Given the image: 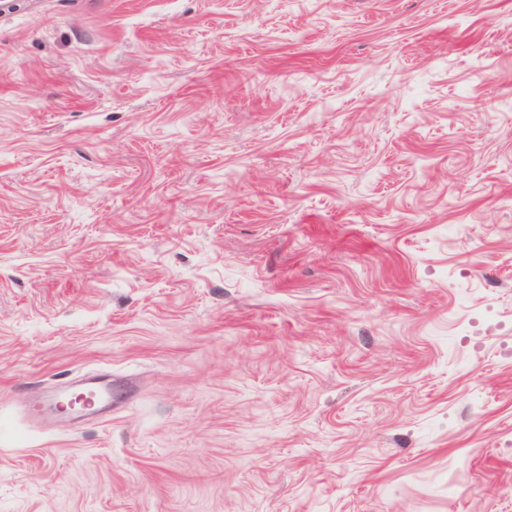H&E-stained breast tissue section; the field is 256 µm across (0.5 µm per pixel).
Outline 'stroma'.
Returning a JSON list of instances; mask_svg holds the SVG:
<instances>
[{"mask_svg":"<svg viewBox=\"0 0 512 512\" xmlns=\"http://www.w3.org/2000/svg\"><path fill=\"white\" fill-rule=\"evenodd\" d=\"M9 2L0 512H512V0ZM68 395L89 396L85 401L87 405L83 404L75 408L74 417L98 412L105 401L112 396L111 392L96 378H88L78 386L57 389L46 401L32 404L30 412L35 417H40L48 412L52 413L54 407H61Z\"/></svg>","mask_w":512,"mask_h":512,"instance_id":"35a3bbf8","label":"stroma"}]
</instances>
